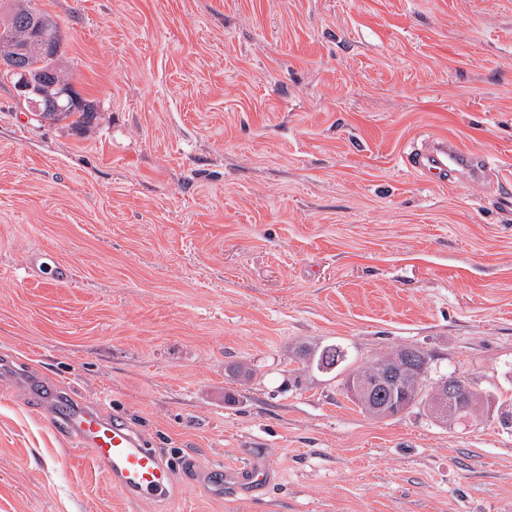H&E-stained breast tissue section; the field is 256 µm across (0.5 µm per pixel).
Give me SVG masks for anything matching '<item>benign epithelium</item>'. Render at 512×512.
<instances>
[{
    "label": "benign epithelium",
    "mask_w": 512,
    "mask_h": 512,
    "mask_svg": "<svg viewBox=\"0 0 512 512\" xmlns=\"http://www.w3.org/2000/svg\"><path fill=\"white\" fill-rule=\"evenodd\" d=\"M22 5V16L27 24L24 37L15 47V54L0 56V74L16 78L14 91L17 97L28 101L36 112H53L65 108L67 104L78 103L71 89L58 79L62 43L54 33V23L28 7L26 0ZM31 53L44 58L47 66L38 70L22 68L23 58ZM380 367L379 375L371 380L351 383L346 394L376 415L393 417L413 403V399L402 392L403 384L410 378L413 368L400 360L394 363L382 361ZM383 387L392 394V399L378 402L375 394ZM463 399L457 384L449 381L440 394L427 402V406L437 421L446 422L462 406Z\"/></svg>",
    "instance_id": "7a95c632"
}]
</instances>
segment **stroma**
I'll return each mask as SVG.
<instances>
[{
    "label": "stroma",
    "instance_id": "stroma-1",
    "mask_svg": "<svg viewBox=\"0 0 512 512\" xmlns=\"http://www.w3.org/2000/svg\"><path fill=\"white\" fill-rule=\"evenodd\" d=\"M35 3L94 115L0 81V359L123 416L174 499L128 501L0 377V512H512L495 413L375 419L296 357L413 344L426 386L512 398V0ZM425 139L500 175L427 181ZM254 461L220 499L189 472Z\"/></svg>",
    "mask_w": 512,
    "mask_h": 512
}]
</instances>
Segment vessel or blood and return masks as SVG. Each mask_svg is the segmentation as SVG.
I'll return each instance as SVG.
<instances>
[{
	"instance_id": "b4317fda",
	"label": "vessel or blood",
	"mask_w": 512,
	"mask_h": 512,
	"mask_svg": "<svg viewBox=\"0 0 512 512\" xmlns=\"http://www.w3.org/2000/svg\"><path fill=\"white\" fill-rule=\"evenodd\" d=\"M407 164L436 182L455 176L481 180L497 170L492 155H471L445 142L412 150ZM26 387L34 409L43 413L47 425L75 447L88 449L95 464L111 476L113 484L132 502L160 504L169 500L172 470L137 429L97 406L82 402L69 391L49 388L40 378H27ZM200 478L209 494L220 499L229 483L242 478L261 482L266 472L257 465L239 472L217 464L204 468Z\"/></svg>"
}]
</instances>
